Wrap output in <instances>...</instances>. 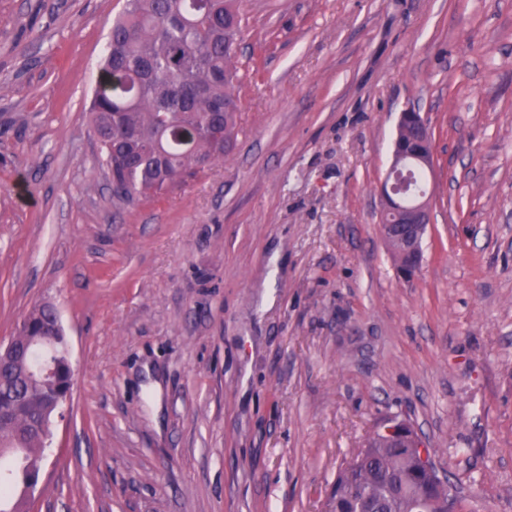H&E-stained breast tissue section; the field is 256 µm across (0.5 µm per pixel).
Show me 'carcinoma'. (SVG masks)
Segmentation results:
<instances>
[{
	"label": "carcinoma",
	"instance_id": "obj_1",
	"mask_svg": "<svg viewBox=\"0 0 512 512\" xmlns=\"http://www.w3.org/2000/svg\"><path fill=\"white\" fill-rule=\"evenodd\" d=\"M239 0H126L112 23L92 129L115 196L155 198L224 158L238 136ZM22 345L49 323L40 305ZM45 389L0 370V512H30L50 433ZM370 436L340 471L332 512H467L466 499L398 441Z\"/></svg>",
	"mask_w": 512,
	"mask_h": 512
}]
</instances>
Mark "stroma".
<instances>
[{
  "mask_svg": "<svg viewBox=\"0 0 512 512\" xmlns=\"http://www.w3.org/2000/svg\"><path fill=\"white\" fill-rule=\"evenodd\" d=\"M125 0H0V342L56 305L36 512H331L385 418L512 512V0H241L234 148L117 200L87 110ZM432 221L380 232L400 115ZM415 209L407 214L389 209L385 204L381 214V233L387 244L396 250L399 265L406 271L414 270L420 263V239L431 223V213L428 202L418 199Z\"/></svg>",
  "mask_w": 512,
  "mask_h": 512,
  "instance_id": "stroma-1",
  "label": "stroma"
}]
</instances>
